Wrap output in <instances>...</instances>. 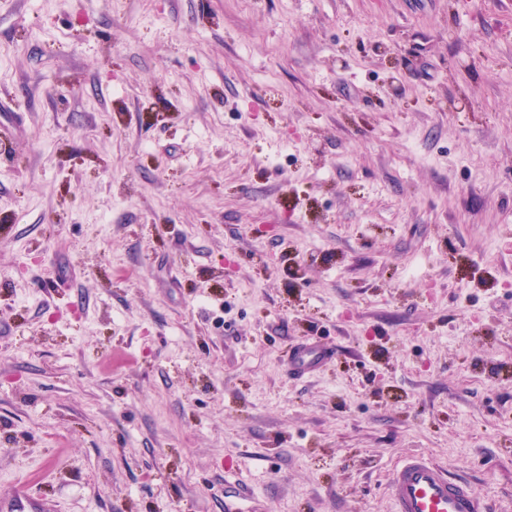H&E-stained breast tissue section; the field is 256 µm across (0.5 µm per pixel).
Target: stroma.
<instances>
[{
	"label": "stroma",
	"mask_w": 512,
	"mask_h": 512,
	"mask_svg": "<svg viewBox=\"0 0 512 512\" xmlns=\"http://www.w3.org/2000/svg\"><path fill=\"white\" fill-rule=\"evenodd\" d=\"M0 111V497L512 512V0H0ZM334 358V351L317 338L296 345L288 356L290 373L300 379L315 374ZM386 493L394 512H490L471 483L453 478L424 453H412L392 469Z\"/></svg>",
	"instance_id": "obj_1"
}]
</instances>
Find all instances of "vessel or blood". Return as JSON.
I'll return each mask as SVG.
<instances>
[{
	"mask_svg": "<svg viewBox=\"0 0 512 512\" xmlns=\"http://www.w3.org/2000/svg\"><path fill=\"white\" fill-rule=\"evenodd\" d=\"M333 358L330 347L311 338L292 349L288 366L300 379L321 371ZM386 493L393 512H490L488 501L474 485L451 477L446 467L423 453L409 454L393 467ZM0 512H54V504L20 490L0 501Z\"/></svg>",
	"mask_w": 512,
	"mask_h": 512,
	"instance_id": "obj_1",
	"label": "vessel or blood"
}]
</instances>
